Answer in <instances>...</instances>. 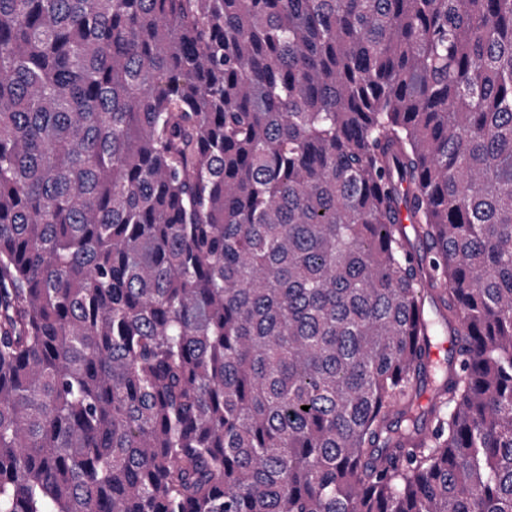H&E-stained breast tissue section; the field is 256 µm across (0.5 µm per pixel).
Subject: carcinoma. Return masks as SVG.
I'll list each match as a JSON object with an SVG mask.
<instances>
[{
	"instance_id": "1",
	"label": "carcinoma",
	"mask_w": 512,
	"mask_h": 512,
	"mask_svg": "<svg viewBox=\"0 0 512 512\" xmlns=\"http://www.w3.org/2000/svg\"><path fill=\"white\" fill-rule=\"evenodd\" d=\"M0 512H512V0H0Z\"/></svg>"
}]
</instances>
